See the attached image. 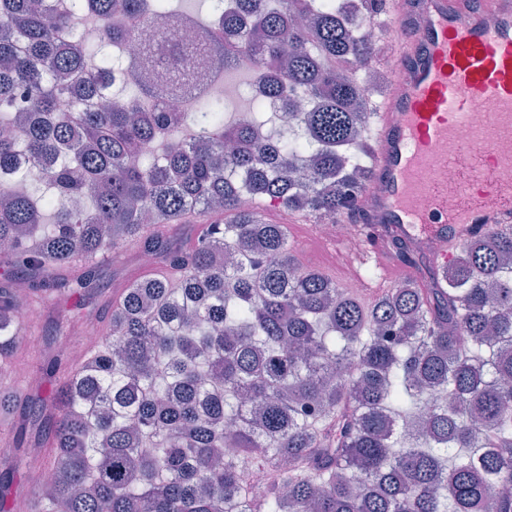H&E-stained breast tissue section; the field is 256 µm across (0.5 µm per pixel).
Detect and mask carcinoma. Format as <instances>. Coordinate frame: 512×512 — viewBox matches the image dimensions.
Returning a JSON list of instances; mask_svg holds the SVG:
<instances>
[{
	"instance_id": "obj_1",
	"label": "carcinoma",
	"mask_w": 512,
	"mask_h": 512,
	"mask_svg": "<svg viewBox=\"0 0 512 512\" xmlns=\"http://www.w3.org/2000/svg\"><path fill=\"white\" fill-rule=\"evenodd\" d=\"M170 2L0 0V256L29 275L0 285V354L19 289L82 300L123 243L153 258L42 401L32 512H512V225L367 306L260 215L331 221L371 181L376 113L351 67L375 43L350 21L382 0H233L180 68L153 44L113 55L191 20ZM242 61L257 94L227 121L205 84ZM273 93L306 101L286 130ZM161 97L190 111L144 108ZM187 215L188 234L157 232Z\"/></svg>"
}]
</instances>
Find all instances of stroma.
Returning <instances> with one entry per match:
<instances>
[{
  "label": "stroma",
  "mask_w": 512,
  "mask_h": 512,
  "mask_svg": "<svg viewBox=\"0 0 512 512\" xmlns=\"http://www.w3.org/2000/svg\"><path fill=\"white\" fill-rule=\"evenodd\" d=\"M264 217L287 224L290 230L289 243L301 264H312L336 281L339 287H346L347 275L339 264L338 256L345 245L341 239H319L314 233V220L310 217L288 216L287 213L266 209ZM118 287L111 270H103L91 290L87 305H77L75 300L61 301L58 311L41 314L22 310L20 325L24 330L23 342L15 347L9 357L0 358V396L9 397V407L0 408V476L9 475L11 491L6 507L8 512H29L36 496L41 477L49 458L33 457L18 448L16 437L23 417L38 412L40 399L50 387V378L45 371L48 360L58 357L61 370L77 367L83 360L88 347L86 338L77 333L74 325L88 314L106 315L105 300ZM63 313L70 321L67 332H60L55 320L56 313ZM19 459L15 470H7L4 457Z\"/></svg>",
  "instance_id": "35a3bbf8"
}]
</instances>
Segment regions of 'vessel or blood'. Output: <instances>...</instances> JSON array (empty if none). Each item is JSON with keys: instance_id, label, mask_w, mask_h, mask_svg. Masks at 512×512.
<instances>
[{"instance_id": "1", "label": "vessel or blood", "mask_w": 512, "mask_h": 512, "mask_svg": "<svg viewBox=\"0 0 512 512\" xmlns=\"http://www.w3.org/2000/svg\"><path fill=\"white\" fill-rule=\"evenodd\" d=\"M418 21L390 61L358 205L403 240L436 241L443 268L470 236L512 224V0H390L387 24Z\"/></svg>"}]
</instances>
